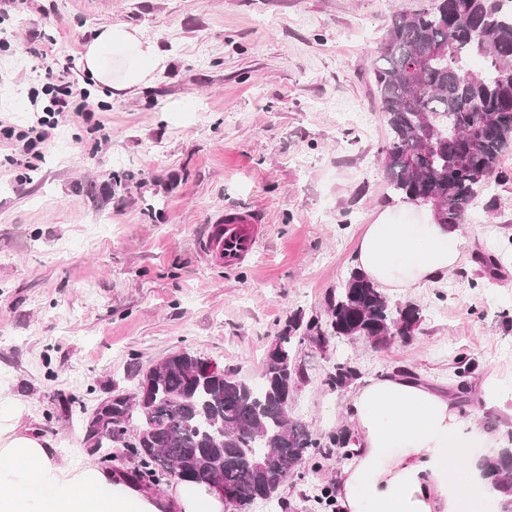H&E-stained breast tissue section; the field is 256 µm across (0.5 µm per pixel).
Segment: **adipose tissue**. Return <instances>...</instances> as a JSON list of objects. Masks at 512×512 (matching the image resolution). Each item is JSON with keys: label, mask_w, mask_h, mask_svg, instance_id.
Instances as JSON below:
<instances>
[{"label": "adipose tissue", "mask_w": 512, "mask_h": 512, "mask_svg": "<svg viewBox=\"0 0 512 512\" xmlns=\"http://www.w3.org/2000/svg\"><path fill=\"white\" fill-rule=\"evenodd\" d=\"M167 58L125 24L101 27L86 45L89 82L120 93L154 82ZM455 227L429 221L367 225L354 263L382 288H421L460 259ZM13 407L0 422V512H157L148 499L94 469L56 466L42 439L19 433ZM352 461L336 482L341 512H487L501 492L482 476L473 449L484 437L452 401L401 376L369 380L348 405Z\"/></svg>", "instance_id": "ef3b65f1"}]
</instances>
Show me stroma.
Here are the masks:
<instances>
[{"label": "stroma", "instance_id": "obj_1", "mask_svg": "<svg viewBox=\"0 0 512 512\" xmlns=\"http://www.w3.org/2000/svg\"><path fill=\"white\" fill-rule=\"evenodd\" d=\"M430 0H0V113L29 116L39 70L34 37L53 43L74 78L105 25L137 28L168 58L148 86L124 96L87 88L103 126L75 121L35 170L0 158V409L23 406L19 432L47 441L78 471L122 478L143 470L121 443L87 440L95 412L133 394L138 376L186 349L260 383L264 357L291 313L322 315L353 266L358 240L384 211L421 223L423 209L391 194L379 162L388 128L370 62L395 10ZM492 183L494 210L460 228L463 257L441 281L390 292L422 318L410 341L306 343L307 378L292 414L319 434L348 428L357 390H329L350 360L361 381L411 371L440 392L470 366L488 441L512 430V151ZM262 219L251 264L204 262L199 241L218 210ZM495 255L499 271L478 262ZM495 384L482 408L485 381ZM345 451L314 453L269 503L251 512H328Z\"/></svg>", "mask_w": 512, "mask_h": 512}]
</instances>
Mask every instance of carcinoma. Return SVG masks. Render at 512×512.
<instances>
[{
    "instance_id": "cac0c4a2",
    "label": "carcinoma",
    "mask_w": 512,
    "mask_h": 512,
    "mask_svg": "<svg viewBox=\"0 0 512 512\" xmlns=\"http://www.w3.org/2000/svg\"><path fill=\"white\" fill-rule=\"evenodd\" d=\"M484 60L475 71L470 61ZM389 139L381 150L388 187L400 198L438 209L442 224L467 223L486 183L512 148V0H433L413 13H398L371 65ZM422 318L413 303L393 304L363 272L351 268L327 299L326 318L288 317L275 343L287 358L266 353L262 382L255 386L227 369L208 372V362L179 350L163 361L147 394L150 410L127 398L120 425L107 435L122 438L133 419L145 437L126 444L155 470L208 485L220 472L239 497L225 512H249L270 501L287 480V468L303 464L318 448H344L347 431L317 434L285 417L282 402L305 381L296 351L309 342L325 349L334 338L367 336L376 347L408 341ZM360 377L349 361L336 363L325 381L342 390ZM512 432L506 446L481 460L484 474L512 494ZM272 451L263 469L253 458Z\"/></svg>"
}]
</instances>
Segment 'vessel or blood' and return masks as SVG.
Masks as SVG:
<instances>
[{
  "label": "vessel or blood",
  "mask_w": 512,
  "mask_h": 512,
  "mask_svg": "<svg viewBox=\"0 0 512 512\" xmlns=\"http://www.w3.org/2000/svg\"><path fill=\"white\" fill-rule=\"evenodd\" d=\"M260 219L249 211L225 210L210 224L201 253L208 261L232 269L251 260L260 241Z\"/></svg>",
  "instance_id": "b4317fda"
}]
</instances>
